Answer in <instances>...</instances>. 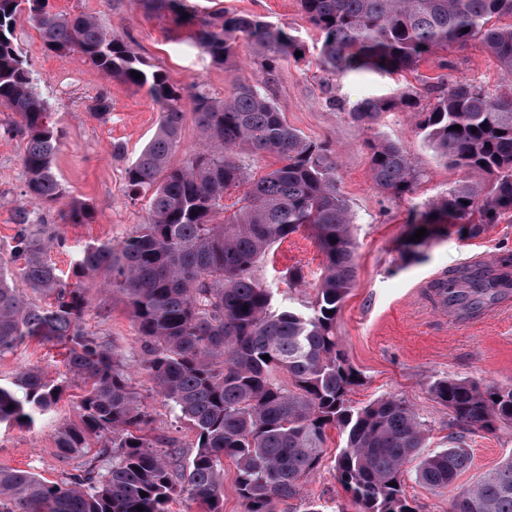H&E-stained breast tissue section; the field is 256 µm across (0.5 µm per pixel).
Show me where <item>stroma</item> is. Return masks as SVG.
<instances>
[{
    "label": "stroma",
    "instance_id": "35a3bbf8",
    "mask_svg": "<svg viewBox=\"0 0 512 512\" xmlns=\"http://www.w3.org/2000/svg\"><path fill=\"white\" fill-rule=\"evenodd\" d=\"M53 10L72 15L93 14L138 57L160 69L180 91L185 117L181 145L171 159L180 166L186 150L204 141L193 113L191 94L205 87L213 96H231L238 82L260 79L264 64H272L274 80L264 91L284 121L307 140L328 144L334 153L340 188L354 213L356 285L337 315V330L350 365L360 383L351 393L354 405L363 406L394 394L412 403L429 429V448L448 445V408L430 392V381L441 378L469 379L482 384L512 386V296L496 301L484 314L455 319L436 307L428 285L455 268L489 263L512 253V213L487 225L476 237L456 230L430 249L420 260L404 262L398 242L411 229L412 209L440 202L449 189L464 179L463 171L445 159L419 133V113L428 111L434 99L430 85L439 75L449 80L474 83L493 90L501 82L496 59L477 41L465 48L448 49L446 55L423 59L412 71L392 75L364 71L337 77L319 63V32L304 18L299 0H184L185 17L145 8L141 0H49ZM252 15L272 25L291 29L305 49L304 58L282 56L267 61L247 38H239L233 57L218 64L189 44L195 19L218 11ZM16 44L28 60L38 92L47 101L51 119L63 135L56 155V172L65 188V201L92 204L95 216L88 224L60 223L56 210L41 209L30 231L40 237L63 235L66 245L51 250L49 257L60 269H68L76 254L93 242H120L148 222L147 200H131L126 190V170L154 135L159 112L146 90L110 80L76 52L45 50L40 34L27 12L15 20ZM453 67L440 68L441 59ZM398 92L411 95L414 108L382 113L370 126L356 124L349 110L365 98H384ZM107 94L112 102L108 118L93 115L90 104ZM12 112L0 108V257L8 258L16 232V214L25 203L22 168L24 142L4 134L15 122ZM381 138L400 144L416 168V181L408 196L393 198L380 193L372 179L368 141ZM324 257L304 232L274 243L257 263L254 274L274 294L279 306L304 308L315 296ZM303 268L305 283L294 286L291 268ZM90 330L103 334L117 355L137 356L139 344L130 311L117 296L88 282ZM40 367L48 378L61 382L63 394L48 418L34 427L0 424V466L32 469L50 480L70 469L57 445V429L79 420L74 408L83 386L66 375L59 350L35 342L0 357V382L13 379L25 368ZM132 378L152 416L148 434L174 442L182 457L194 452V437L176 422L166 402L155 395L146 373L132 369ZM346 444L339 430L327 432L326 452L318 471L307 481L299 499L277 501L273 512H304L306 501L321 503L336 512L348 497L337 483L334 459ZM465 446L470 465L448 487H430L414 475L409 462L404 491L417 512H449L455 495L512 456V431L468 434Z\"/></svg>",
    "mask_w": 512,
    "mask_h": 512
}]
</instances>
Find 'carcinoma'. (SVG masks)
<instances>
[{
	"label": "carcinoma",
	"mask_w": 512,
	"mask_h": 512,
	"mask_svg": "<svg viewBox=\"0 0 512 512\" xmlns=\"http://www.w3.org/2000/svg\"><path fill=\"white\" fill-rule=\"evenodd\" d=\"M23 4L48 51L78 52L105 77L147 89L160 117L126 177L131 200L149 196V222L118 244L84 246L71 265L75 283L65 282L47 259L50 250L65 246L63 237L34 236L31 211L18 210L11 262L0 261V356L32 338L61 344L67 371L85 389L77 405L80 423L57 432L58 448L74 460L71 472L50 481L32 470L0 467V512H138L139 505L144 512H169L181 495L201 512H224L226 458L236 465L244 512H272L274 501L301 495L321 466L332 427L347 433L336 456V481L356 512H416L403 478L406 464L427 447L418 414L398 396L364 406L349 397L358 374L343 351L336 317L355 287L356 244L331 151L290 128L262 87L248 82L224 99L194 92L205 141L172 168L169 159L181 144L182 95L159 71L93 15L55 12L49 0H0V105L19 117L13 131L26 140V196L37 209L54 207L64 194L55 172L61 130L15 44L14 20ZM300 4L323 35L320 62L332 74L411 69L439 50L478 40L504 79H512V0ZM241 35L271 60L303 50L288 29L230 12L199 19L192 41L223 64ZM133 70L141 78L132 77ZM430 91L435 103L422 113L419 129L448 164L477 180L451 188L440 206L414 212L409 235L422 227L427 234L398 247L414 261L448 226L475 237L512 210V86L492 93L444 77ZM400 105L410 106L407 95L365 98L350 116L369 125ZM369 147L377 189L394 198L411 192L416 172L403 148L388 140ZM246 150L274 154L280 165L252 181L244 204L228 216L224 194L246 180L238 160ZM93 217V206L84 202L59 210L64 224H88ZM300 231L318 245L324 272L310 307L277 309L254 267L273 243ZM101 275L106 290L130 308L141 369L194 435L196 451L186 461L148 436L151 414L128 367L85 325L91 308L85 282ZM17 279L45 303L16 288ZM429 288L458 319L473 318L512 293V254L454 270ZM430 390L463 432L512 429L511 386L447 378L433 381ZM63 391L38 368L19 373L0 383V424L33 426ZM91 439L99 449L89 457ZM448 443L420 462V482L447 487L468 467L463 436L452 434ZM450 512H512V457L462 491Z\"/></svg>",
	"instance_id": "cac0c4a2"
}]
</instances>
